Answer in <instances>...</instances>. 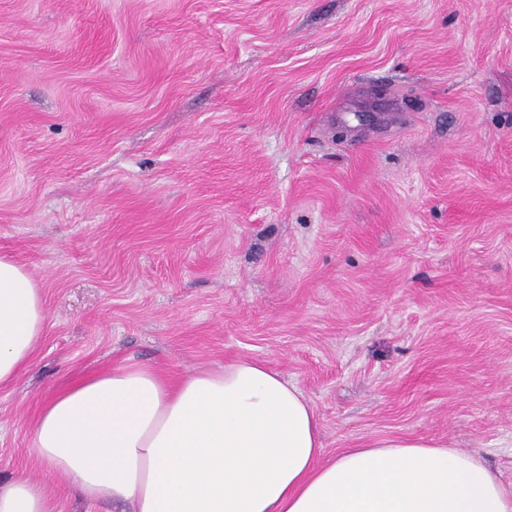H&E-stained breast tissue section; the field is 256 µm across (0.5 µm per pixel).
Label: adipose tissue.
I'll use <instances>...</instances> for the list:
<instances>
[{
  "instance_id": "adipose-tissue-1",
  "label": "adipose tissue",
  "mask_w": 512,
  "mask_h": 512,
  "mask_svg": "<svg viewBox=\"0 0 512 512\" xmlns=\"http://www.w3.org/2000/svg\"><path fill=\"white\" fill-rule=\"evenodd\" d=\"M48 312L29 270L0 255V385L32 361ZM35 455L85 502L128 512H512V487L475 454L379 439L323 458L303 392L240 360L179 381L124 360L43 403ZM0 512H58L51 489L0 480Z\"/></svg>"
}]
</instances>
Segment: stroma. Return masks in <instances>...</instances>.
I'll use <instances>...</instances> for the list:
<instances>
[{
  "label": "stroma",
  "mask_w": 512,
  "mask_h": 512,
  "mask_svg": "<svg viewBox=\"0 0 512 512\" xmlns=\"http://www.w3.org/2000/svg\"><path fill=\"white\" fill-rule=\"evenodd\" d=\"M0 254L49 314L0 476L123 359L267 362L324 456L379 438L512 482V0H0Z\"/></svg>",
  "instance_id": "obj_1"
}]
</instances>
